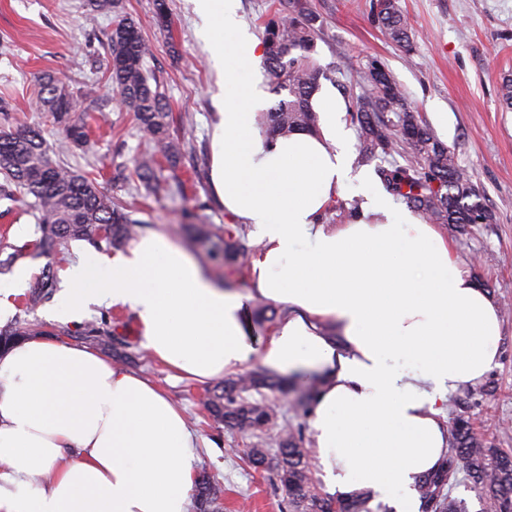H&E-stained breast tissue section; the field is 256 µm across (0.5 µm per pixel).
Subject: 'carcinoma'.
I'll return each mask as SVG.
<instances>
[{"instance_id": "carcinoma-1", "label": "carcinoma", "mask_w": 512, "mask_h": 512, "mask_svg": "<svg viewBox=\"0 0 512 512\" xmlns=\"http://www.w3.org/2000/svg\"><path fill=\"white\" fill-rule=\"evenodd\" d=\"M378 20L392 41L412 51L409 25L395 0L378 4ZM318 22L308 0H281L278 11L264 24L263 66L275 93L288 92V99L264 114L270 138L316 130L318 116L309 100L320 78L333 79L313 57ZM148 54L135 21L118 19L110 35L108 80L121 102L136 112L145 137L163 149L173 166L181 145L169 140L165 93L159 79L145 67ZM360 83L363 92L351 99L348 111L359 125L361 158L382 159L377 173L386 189L436 224L489 222L490 212L476 201L472 175L410 110L403 90L385 66L370 62L360 72ZM94 93L95 88L88 87L75 95L61 79L48 74L40 87L38 106L61 129L59 144L50 146L41 130L31 126L0 133V199L21 202L32 210L41 233L39 247L49 254L74 240H103L118 249L135 239L140 229V221L127 206L103 195L91 174L72 170L60 158L88 146L83 101L92 100ZM398 156L403 162L396 160ZM156 168L152 153H143L134 161L136 175L154 189L159 187ZM195 236L213 242L209 251L213 261L232 274L241 271L249 251L243 235L231 230L221 234L210 224H198ZM56 282L54 269H44L30 306L48 295ZM261 388L283 391L279 381L255 371L215 387L208 408L217 421L257 439L245 453L254 468L273 473L287 495L289 512H373L366 493L348 499L321 494L301 438L288 424L277 423V412L266 400L246 397ZM451 435L448 458L441 468L419 480L421 512H467L462 501L451 497L453 485L461 480L480 490L482 512H512V454L481 442L459 414L451 420ZM195 487L196 512H222V490L207 475L199 476Z\"/></svg>"}]
</instances>
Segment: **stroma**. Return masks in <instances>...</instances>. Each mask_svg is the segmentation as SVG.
<instances>
[{
	"instance_id": "obj_1",
	"label": "stroma",
	"mask_w": 512,
	"mask_h": 512,
	"mask_svg": "<svg viewBox=\"0 0 512 512\" xmlns=\"http://www.w3.org/2000/svg\"><path fill=\"white\" fill-rule=\"evenodd\" d=\"M85 2L0 0V100L8 106L0 112V132L36 123L48 143H57L59 131L38 110L42 76H57L74 93L95 87L87 114L90 149L70 153L69 166L95 174L103 194L129 206L146 229L165 230L221 278V269L209 259L208 243L193 239L195 221L232 230L238 224L225 215L208 182L209 133L218 112L215 76L190 0H166L170 24L165 28L156 21L155 0H121L118 12L95 15ZM374 2L309 0L323 19L314 57L339 73L354 94L360 91L357 72L369 61L383 62L408 105L473 174L492 223L444 224L440 230L461 268L498 303L504 330L497 364L482 382L457 391V410L469 417L478 438L512 449V109L500 100L502 79L512 77V0H398L411 24L409 55L383 34ZM120 14L137 23L151 49L146 67L165 86L170 137L183 144L176 169L162 170L156 191L134 175L124 183L111 179L115 167H132L134 158L153 148L134 112L120 104L107 82L108 42ZM186 113L192 116L188 125L180 120ZM39 237L26 207L0 200V281L9 280L19 266L32 270L23 291L9 298L15 309L9 327L30 326L38 337L93 349L167 391L210 443L197 470L223 489L224 512H288L286 495L273 486L269 473L241 458L250 435L211 416L204 404L205 384L171 377L143 349L134 311L106 302L92 306L83 323L74 325L50 320L51 302L27 309L25 298L46 265L62 274L84 252L107 259L116 255L106 243L84 240L49 255L38 247Z\"/></svg>"
}]
</instances>
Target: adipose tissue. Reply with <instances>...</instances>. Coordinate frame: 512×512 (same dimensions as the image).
<instances>
[{
    "label": "adipose tissue",
    "instance_id": "obj_1",
    "mask_svg": "<svg viewBox=\"0 0 512 512\" xmlns=\"http://www.w3.org/2000/svg\"><path fill=\"white\" fill-rule=\"evenodd\" d=\"M239 0H192L222 103L211 133L212 191L260 244L240 292L215 283L167 233L139 236L106 262L66 273L54 320L128 306L142 346L200 382L252 362L313 373L309 437L331 495L371 491L418 512L416 484L448 455V393L480 382L500 356L502 318L436 225L399 208L352 166L347 104L324 83L317 132L268 138L259 122L264 43L238 23ZM342 224L323 216L348 188ZM276 306L256 334L252 307ZM202 443L182 408L96 352L39 337L0 353V512H189ZM359 201H357V200ZM351 200L352 203H350V207H347L348 202H350ZM361 200V197L357 195L356 191L351 188L349 189L346 193H345V196H344V199H342L341 202L343 203H340L338 206H336V212L333 211L332 209L327 211L326 214L324 215V223H327V224H336V223H332V218L335 217V213H336V222L338 221L339 223H344L346 220L349 219V217H352L353 214H355L357 212V210L359 209V202ZM347 205V206H346Z\"/></svg>",
    "mask_w": 512,
    "mask_h": 512
}]
</instances>
